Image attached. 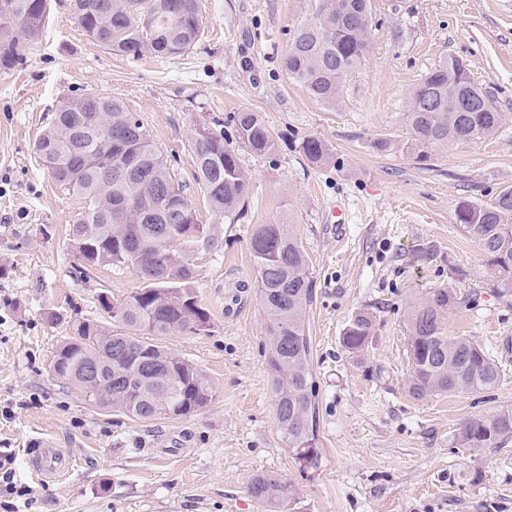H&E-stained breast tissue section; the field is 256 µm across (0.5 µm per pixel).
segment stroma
Here are the masks:
<instances>
[{
	"label": "stroma",
	"mask_w": 512,
	"mask_h": 512,
	"mask_svg": "<svg viewBox=\"0 0 512 512\" xmlns=\"http://www.w3.org/2000/svg\"><path fill=\"white\" fill-rule=\"evenodd\" d=\"M195 45L176 56L112 55L88 40L69 0H52L37 44L0 73V512H512V437L488 448L459 444L467 418L512 409V292L494 288L476 244L456 224L461 200L512 186V7L505 0H372L370 45L329 109L289 75V33L311 0H198ZM448 57L462 59L502 123L475 144L407 149L411 90ZM78 95L121 98L149 130L184 186L200 223L211 221L195 178L197 125L260 113L272 154L241 151L250 176L240 220L217 227L196 250L194 291L209 332L162 337L216 385L211 404L179 418L143 421L86 404L56 379L51 362L74 317L99 318V292L139 288L129 270L77 272L68 240L82 201L59 187L33 151L57 103ZM317 136L330 159L308 160L299 142ZM390 139L387 150L374 148ZM343 210V223L328 216ZM293 217L314 277L307 316L318 390L321 463L303 470L274 420L256 294L251 230ZM438 288L459 303L446 324L505 370L486 393L417 399L408 386L405 319ZM56 311L61 324L44 322ZM376 317L368 350L342 344L357 312ZM49 443L71 462L43 481L26 464ZM292 485L273 510L248 492L259 474Z\"/></svg>",
	"instance_id": "1"
}]
</instances>
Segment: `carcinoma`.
Returning a JSON list of instances; mask_svg holds the SVG:
<instances>
[{
  "label": "carcinoma",
  "mask_w": 512,
  "mask_h": 512,
  "mask_svg": "<svg viewBox=\"0 0 512 512\" xmlns=\"http://www.w3.org/2000/svg\"><path fill=\"white\" fill-rule=\"evenodd\" d=\"M306 26L289 36L285 66L312 98L328 108L344 101L347 77L369 47L372 21L363 14L371 0H313ZM80 29L96 45L121 56L180 55L198 40L202 19L197 0H71ZM50 0H0V70L20 64V41L42 36ZM476 88L462 60L436 65L412 90L406 129L412 149L477 143L494 135L501 113L466 111L465 94ZM241 148L257 155L275 150V139L256 112L231 117ZM196 181L211 210L202 224L167 158L124 102L113 97L74 96L59 102L53 124L34 152L56 183L83 200L70 228L80 275L102 266L130 269L142 287L121 297L98 296L102 319L75 318L52 361L55 378L82 392L103 410L140 420L187 416L207 407L215 386L194 363L154 341L185 331L210 329L209 314L194 292L192 253L214 242V225L238 220L247 205L249 179L239 153L224 132L199 126L191 139ZM311 161L332 154L319 137L302 139ZM462 225L483 254L493 287L512 290V187L490 200L457 203ZM264 313L266 367L275 401V423L304 470L319 467L318 390L311 368L306 323L315 289L309 260L292 223L257 224L249 238ZM457 304L451 288H439L412 303L406 352L410 392L423 398L489 392L504 376L501 366L445 322ZM375 316L359 312L343 334L352 354L368 346ZM112 391V404L99 400ZM512 435V409L467 420L464 448H487ZM250 494L271 506L290 500V484L272 474L255 476Z\"/></svg>",
  "instance_id": "carcinoma-1"
}]
</instances>
